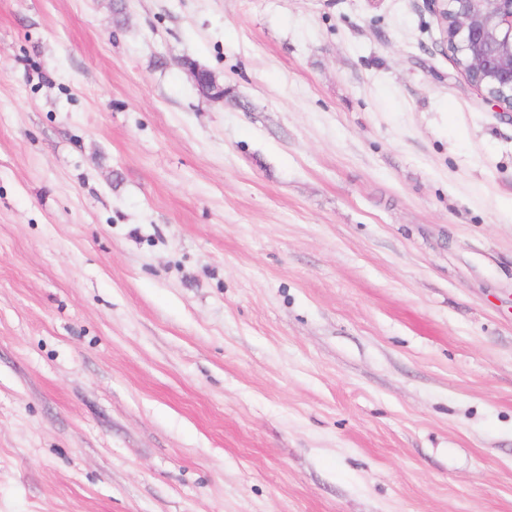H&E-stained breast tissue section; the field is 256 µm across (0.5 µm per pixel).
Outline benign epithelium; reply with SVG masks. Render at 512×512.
<instances>
[{
	"label": "benign epithelium",
	"instance_id": "1",
	"mask_svg": "<svg viewBox=\"0 0 512 512\" xmlns=\"http://www.w3.org/2000/svg\"><path fill=\"white\" fill-rule=\"evenodd\" d=\"M442 34L443 49L484 103L512 112V0H427ZM191 78L203 98L224 100L217 81Z\"/></svg>",
	"mask_w": 512,
	"mask_h": 512
}]
</instances>
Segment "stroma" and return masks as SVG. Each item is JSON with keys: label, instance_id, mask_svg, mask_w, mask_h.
I'll return each instance as SVG.
<instances>
[{"label": "stroma", "instance_id": "stroma-1", "mask_svg": "<svg viewBox=\"0 0 512 512\" xmlns=\"http://www.w3.org/2000/svg\"><path fill=\"white\" fill-rule=\"evenodd\" d=\"M0 512H512V116L424 0H0Z\"/></svg>", "mask_w": 512, "mask_h": 512}]
</instances>
